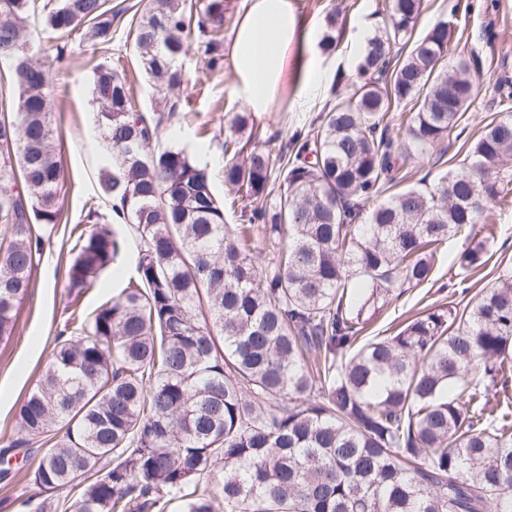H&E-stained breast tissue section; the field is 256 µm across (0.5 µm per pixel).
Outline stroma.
<instances>
[{
	"label": "stroma",
	"instance_id": "stroma-1",
	"mask_svg": "<svg viewBox=\"0 0 512 512\" xmlns=\"http://www.w3.org/2000/svg\"><path fill=\"white\" fill-rule=\"evenodd\" d=\"M294 2L301 15L316 23L318 31H325L327 17L335 16L336 49L324 57L325 77L316 98L300 107L294 88H285L274 111L256 121L257 145L275 156L289 145L295 130L309 127L316 120L330 95L347 96L354 85L363 82L358 69L360 54L353 43L355 32L364 28L375 35L389 28L388 0ZM442 20L452 33L443 67H452L460 57L469 59L470 74L480 79L483 90L445 139V153L407 162L397 180L401 188L419 187L459 169L483 127L491 120L512 115V0H422L413 29L403 40L392 43V53H400L403 45L421 39ZM113 28L110 49L95 52L73 43L63 51L59 40L40 22L31 24L34 59L51 64L60 79L54 121L66 180L60 191V221L45 237L41 259L31 272V288L18 310L14 334L0 342V449L19 438L17 406L44 371L71 308L96 309L123 288L126 277L135 271L136 245L125 227L115 226L116 235L124 242L115 260L123 279H114L107 269L101 272L94 288L77 297L69 294L70 228L79 224L89 231L109 223L112 214V203L100 188V174L111 167L112 153L96 124L91 95L96 68L106 65L125 71L138 109H154L152 91L137 67L127 20L114 21ZM180 63L189 82L179 92L178 117L162 126L161 140L177 143L196 163L208 168L213 191L226 204L227 223H238L240 208L233 205V196L224 184V137L233 114L244 109L235 91L234 76L224 61L217 68H208L193 37L188 39ZM481 239L487 240L489 247L486 265L470 272L467 280H460L452 266L454 256ZM442 253L429 281L409 288L403 297L380 309L367 324V335L394 331L428 305L475 301L480 290L490 286L504 268H512V190L500 198L488 221L450 239ZM23 455V449L14 450L11 460L16 467L8 479L0 480V512H23V500L36 505L44 498L28 469L21 466Z\"/></svg>",
	"mask_w": 512,
	"mask_h": 512
}]
</instances>
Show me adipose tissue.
<instances>
[{
  "instance_id": "adipose-tissue-1",
  "label": "adipose tissue",
  "mask_w": 512,
  "mask_h": 512,
  "mask_svg": "<svg viewBox=\"0 0 512 512\" xmlns=\"http://www.w3.org/2000/svg\"><path fill=\"white\" fill-rule=\"evenodd\" d=\"M314 25L294 0H248L227 46L226 58L235 77L236 93L255 117L272 111L280 91L298 87L297 98L308 101L322 86V60L310 53L305 78H298L289 53L312 42Z\"/></svg>"
}]
</instances>
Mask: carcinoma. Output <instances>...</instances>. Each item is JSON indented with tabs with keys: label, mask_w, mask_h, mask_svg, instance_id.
Instances as JSON below:
<instances>
[{
	"label": "carcinoma",
	"mask_w": 512,
	"mask_h": 512,
	"mask_svg": "<svg viewBox=\"0 0 512 512\" xmlns=\"http://www.w3.org/2000/svg\"><path fill=\"white\" fill-rule=\"evenodd\" d=\"M420 10L421 0H392V36L372 37L360 65L373 78L295 131L291 153H244L235 136L253 130V115L235 113L224 184L255 205L227 224L208 171L159 140L187 82V35L219 59L224 0H141L129 33L162 114L138 111L111 68L93 79L114 159L100 184L112 223L135 236V277L94 311L71 313L70 336L18 408L13 447L43 446L35 484L85 478L76 512H512V397L500 394L512 375V273L471 307L428 308L394 335H363L370 311L427 282L440 247L491 211L506 189L492 173L512 168L508 117L485 126L460 170L391 194L359 223L399 165L437 149L480 93L468 60L439 68L442 21L391 64L390 39ZM128 11L112 0H0L14 91L0 117V341L42 255L36 225L58 223L65 180L56 78L30 55L28 18L98 50ZM403 102L416 112L396 140L387 114ZM257 224L276 247L261 271ZM71 233L68 284L79 294L121 241L107 228ZM486 256L481 241L454 264L464 272Z\"/></svg>",
	"instance_id": "carcinoma-1"
}]
</instances>
